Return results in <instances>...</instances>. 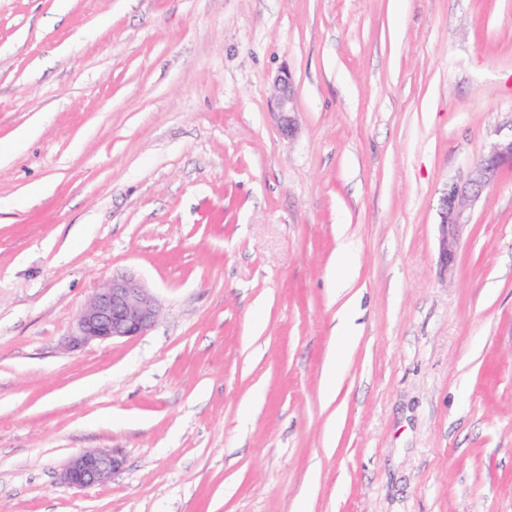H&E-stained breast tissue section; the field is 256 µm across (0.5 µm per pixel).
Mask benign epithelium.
I'll return each mask as SVG.
<instances>
[{"instance_id": "benign-epithelium-1", "label": "benign epithelium", "mask_w": 512, "mask_h": 512, "mask_svg": "<svg viewBox=\"0 0 512 512\" xmlns=\"http://www.w3.org/2000/svg\"><path fill=\"white\" fill-rule=\"evenodd\" d=\"M281 92L275 98L282 131L289 134L295 123L291 117L294 98L290 78H276ZM512 164V136L493 142L488 151L473 163L465 177L446 185L440 197L439 261L443 270L453 274L457 251L470 226V209L483 191L499 177L502 169ZM159 314L155 296L139 281L127 276H114L112 281L94 291L79 311L69 346L78 348L90 342H107L141 336L156 323ZM124 456L116 450L83 449L74 454L60 474L65 485L86 489L104 485L119 474Z\"/></svg>"}]
</instances>
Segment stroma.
<instances>
[{
  "label": "stroma",
  "mask_w": 512,
  "mask_h": 512,
  "mask_svg": "<svg viewBox=\"0 0 512 512\" xmlns=\"http://www.w3.org/2000/svg\"><path fill=\"white\" fill-rule=\"evenodd\" d=\"M510 134L512 0H0V512H512V168L438 240ZM121 274L157 324L69 349ZM278 85H281V92L275 98L274 113L277 114L282 131L289 134L294 130V119L290 114L294 111V98L290 93V78L287 75L276 78ZM512 164V134L493 142L488 151L473 163L465 177L446 185L440 197L439 261L448 276L455 269L457 251L470 226V212L483 191ZM336 335L338 336L336 349L326 362L324 369L325 392L328 397L335 395L338 363L351 342L350 336H352L348 326L343 322L339 324ZM124 465V456L114 449H83L68 460L60 479L69 487L86 489L112 481Z\"/></svg>",
  "instance_id": "1"
}]
</instances>
